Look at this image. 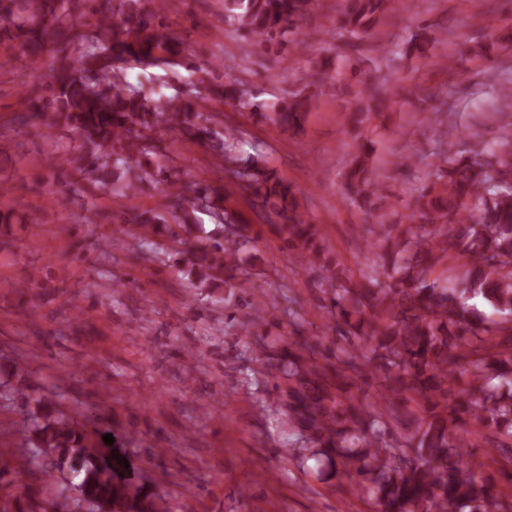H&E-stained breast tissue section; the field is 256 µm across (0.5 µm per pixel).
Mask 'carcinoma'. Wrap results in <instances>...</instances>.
Segmentation results:
<instances>
[{
	"mask_svg": "<svg viewBox=\"0 0 512 512\" xmlns=\"http://www.w3.org/2000/svg\"><path fill=\"white\" fill-rule=\"evenodd\" d=\"M389 0H342L339 21L354 39L368 34L388 9ZM161 0H0V43L41 62L49 56L43 104L20 112L15 122L50 120L71 130L77 152L60 157L87 182L126 197L147 184L167 186L157 208L133 217L131 237L175 239L204 231L200 216L216 227L206 242L189 251L184 274L194 288L224 283L235 287L234 271L247 242L242 225L226 223L232 189L242 186L258 219L283 234L295 261L313 267L325 262L317 225L304 216L295 193L263 157L233 156V135L209 126L201 102L214 98L247 110L258 122L297 130L307 115V98L296 93L272 105L255 99L246 82L222 79L221 64L196 66L189 45L169 28ZM315 0H225V18L261 50L279 49L293 34L306 49L314 33L300 27ZM189 72L193 91H146L127 80L138 66ZM315 81L339 82L342 73L318 60ZM359 105L350 110L356 128L370 124L377 106L389 99L376 88L359 86ZM175 133L209 146L232 163L220 186L172 179L158 157L168 153L164 135ZM372 139L358 142L344 176L343 194L371 208L389 200L372 178ZM437 180L419 195L410 221L389 225L388 250L381 271L367 283L329 277L326 306L330 327L344 338L336 363L318 361L320 342L302 334V319L290 320L293 336L268 367L286 385L301 409L302 430L357 494L377 512H512V501L498 497L487 464L472 460L471 443L456 434L469 424L488 448L512 456V445L498 440L512 429V131L488 143L473 137L448 143ZM460 259V271L444 276L437 266ZM491 310H477L473 300ZM373 380L377 397L343 388L339 379ZM415 409L404 420L396 444L387 441L389 420H400L394 398ZM90 409L77 419L56 406L37 404L33 428L23 447L47 463L44 484L59 475L70 483L74 504L86 512H162L153 496L119 473L117 462L103 461L100 432ZM66 489L20 497L0 487V512H59Z\"/></svg>",
	"mask_w": 512,
	"mask_h": 512,
	"instance_id": "cac0c4a2",
	"label": "carcinoma"
}]
</instances>
